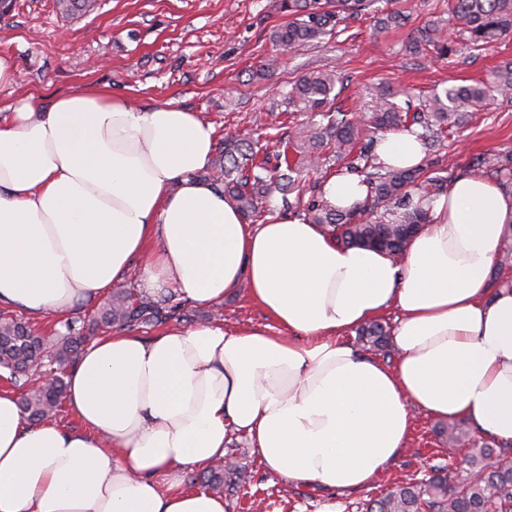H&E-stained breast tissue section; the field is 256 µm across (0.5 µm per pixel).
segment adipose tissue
<instances>
[{
    "mask_svg": "<svg viewBox=\"0 0 512 512\" xmlns=\"http://www.w3.org/2000/svg\"><path fill=\"white\" fill-rule=\"evenodd\" d=\"M215 141L195 112L102 88L0 113L1 304L66 317L140 257L145 290L213 304L244 287L279 327L93 342L67 379L78 430L30 424L0 391V512H225L182 478L222 459L234 433L291 484L357 488L405 447L415 407L512 441V287L490 285L512 193L459 176L398 261L297 215L248 223L198 177ZM375 152L400 168L425 157L409 132ZM322 192L351 210L367 186L343 173ZM391 310L395 366L337 342Z\"/></svg>",
    "mask_w": 512,
    "mask_h": 512,
    "instance_id": "adipose-tissue-1",
    "label": "adipose tissue"
}]
</instances>
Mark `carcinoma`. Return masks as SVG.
I'll return each instance as SVG.
<instances>
[{
	"mask_svg": "<svg viewBox=\"0 0 512 512\" xmlns=\"http://www.w3.org/2000/svg\"><path fill=\"white\" fill-rule=\"evenodd\" d=\"M373 0H281V9L294 17L286 25L270 32V39L281 47H292L317 39L335 29L342 14L370 8ZM406 15L399 9L377 17V26H399ZM451 20L457 32L475 47L512 31V0H453ZM432 48L447 57L454 48L443 28L432 22L420 30L409 45L419 54ZM338 76L333 71L306 73L291 83L288 99L300 112H316L326 124L316 136L284 133L285 143L297 142L301 158H289L288 150L276 154L277 163L269 167V157H259L250 144L222 138L215 146L216 159L201 175L224 193L244 217L261 213L271 193L281 194L283 210L304 206L306 219L321 225L342 245L374 246L392 257L405 253L409 238L427 223L421 201L447 191V179L432 176L424 167L399 169L382 167L376 162L371 132L404 129L425 141L439 136L463 122L494 95H512V62L498 67L487 81L452 85L422 100L417 108L411 102L400 106L394 92L382 85L377 90L374 110L365 114L334 111L327 108ZM330 150L334 162L346 161L345 169L365 177L368 197L356 211H344L330 205L319 185L312 187L308 203L300 196L301 168L304 164H325L327 157L318 152ZM473 171L481 176L499 178L512 174V156L479 157ZM299 192L295 199L289 195ZM170 297L156 300L133 288H117L88 317L69 316L61 321L63 330L53 329L41 335L23 318L0 311V372L3 378L21 389L20 403L32 423L54 418L66 399L67 368L76 364L85 345L95 333L117 326L137 329L142 325L162 326L186 317L185 304ZM390 331L386 324L373 320L357 329L359 342L376 350L386 348ZM49 367L50 379L31 382V372ZM440 434L448 447L470 446L461 474L449 467L436 466L426 478L402 481L368 503L367 512H512V444L486 441L470 445L469 430L460 423L444 426ZM247 480V472L235 462H217L191 483L211 492L224 485Z\"/></svg>",
	"mask_w": 512,
	"mask_h": 512,
	"instance_id": "carcinoma-1",
	"label": "carcinoma"
}]
</instances>
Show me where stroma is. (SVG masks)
Instances as JSON below:
<instances>
[{
	"label": "stroma",
	"instance_id": "obj_1",
	"mask_svg": "<svg viewBox=\"0 0 512 512\" xmlns=\"http://www.w3.org/2000/svg\"><path fill=\"white\" fill-rule=\"evenodd\" d=\"M378 6L405 11L404 24L380 31L366 14L346 19L340 35L286 50L269 40L288 20L280 0H99L87 16L63 14L57 0H13L0 18V54L14 58L20 78L0 87V103L31 95L46 106L63 94L106 87L139 106L185 107L212 122L217 136L232 134L274 154L286 126L319 129L318 116L294 111L287 99L291 83L306 73L340 72L345 83L336 106L368 112L379 83L415 99L436 87L486 78L512 60V33L479 50L455 38V52L446 59L412 54L408 45L427 21L447 25L448 0H379ZM272 55L278 67L259 77ZM489 153H512V98L491 99L450 136L426 145L424 163L451 178ZM221 309L231 329L273 324L242 288ZM438 426L437 419L414 412L410 439L394 463L366 486L336 494L288 485L267 471L246 437L232 435L226 449L245 466L248 480L225 489V512H360L393 483L423 478L447 463Z\"/></svg>",
	"mask_w": 512,
	"mask_h": 512
}]
</instances>
